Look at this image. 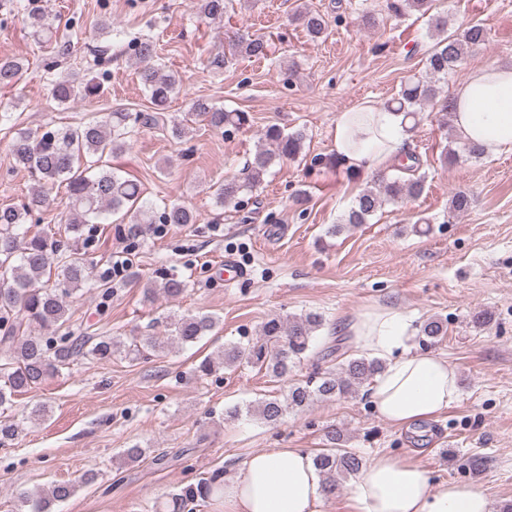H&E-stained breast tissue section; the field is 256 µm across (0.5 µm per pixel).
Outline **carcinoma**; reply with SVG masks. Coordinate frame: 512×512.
I'll return each instance as SVG.
<instances>
[{
	"label": "carcinoma",
	"mask_w": 512,
	"mask_h": 512,
	"mask_svg": "<svg viewBox=\"0 0 512 512\" xmlns=\"http://www.w3.org/2000/svg\"><path fill=\"white\" fill-rule=\"evenodd\" d=\"M40 0H26L22 14L39 48L59 55L69 53L71 44L57 38L48 13L41 9ZM433 0H389L388 8L397 16L417 12L429 13ZM228 0H202V13L215 23L224 21ZM312 39L321 38L328 21L322 15L307 9L295 14ZM435 43L426 57L425 75L410 77L393 99L392 105L406 112L411 119L425 107H432L441 116V125L451 127V98H440L435 79L448 76L456 70L469 53L487 40L486 29L472 24L464 36L448 33V19L438 17L432 22ZM266 39L242 32L236 35L232 54L243 57L268 56ZM135 55L144 63L140 79L151 104L159 110L178 94L181 80L174 73L155 63L156 42L144 38L137 42ZM24 64L18 60H0V87H15L22 76ZM51 94L60 105L75 100H90L100 95L101 83L83 78L76 73L51 79ZM191 110L204 116L211 128L229 133L248 125V114L227 111L196 100ZM157 122V117L146 112L116 109L93 123L77 124L62 129L20 130L11 143V151L19 164L28 170L33 187L27 202L0 207V445L6 446L18 438L21 427L7 415L14 396L29 391L46 379L59 375L78 357H91L107 363L112 357L125 354L134 359L146 350L161 347L158 338L142 342H125L111 336H77L69 330L71 315L69 299L85 288L100 289V297L111 295L108 279L92 277V266L85 258L96 225L104 224L110 216L121 213L130 217L120 228L129 246L134 248L154 230L156 224L185 226L195 223V217L186 206L173 203L157 212L142 199L139 184L118 174L104 161L123 151L127 139L136 130ZM263 146L247 162L241 177L224 180L214 192L216 207L220 209L242 206L243 196L257 187L262 176L275 163L292 160L302 152L306 134L298 129L285 132L277 125H269L261 134ZM67 187V240L54 239L46 234L31 233L26 227L32 212L48 208L49 187L55 184ZM424 191V179H404L383 176L380 183L362 190L344 217V224H334L328 230L336 234L344 225L366 224L387 204L414 199ZM187 281L174 274L163 275L161 281L144 285V297L155 298L157 291L176 299L183 295ZM217 325V318L208 313L182 315L167 324L168 339L192 346ZM325 325V318L317 313L273 316L264 321L256 336L246 343L225 346L218 357H205L196 367L198 376H211L221 368L240 366L263 370L273 378H281L297 362L312 352L317 331ZM423 341L434 343L447 333L443 322L430 318L420 327ZM382 363L363 356L351 357L335 368L319 366L305 380L293 384L282 399L271 398L247 407V414L267 424L281 420L288 410L302 411L317 401H328L358 393L380 372ZM325 480V492L333 496L343 490V482L358 474L363 458L343 447V436L333 430L327 435L326 447L313 457ZM218 475L189 484L171 494L165 503L166 512H184L190 503L209 500L220 492L215 484ZM72 483L54 486L50 493L25 491L21 499L31 504L32 512H51V506L71 497Z\"/></svg>",
	"instance_id": "carcinoma-1"
}]
</instances>
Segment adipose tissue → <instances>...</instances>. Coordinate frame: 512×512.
I'll return each instance as SVG.
<instances>
[{"label":"adipose tissue","mask_w":512,"mask_h":512,"mask_svg":"<svg viewBox=\"0 0 512 512\" xmlns=\"http://www.w3.org/2000/svg\"><path fill=\"white\" fill-rule=\"evenodd\" d=\"M456 138L484 155L512 153V65L472 69L452 92ZM403 113L365 101L336 117L332 150L357 174L385 171L409 150ZM363 356L380 360L368 397L386 421L410 426L437 419L458 397L447 359L414 347L411 320L391 307L358 311L342 326ZM221 512H320L324 480L310 453L277 448L250 456L223 478ZM349 512H490L485 492L456 481L434 483L423 467L389 455L374 457L350 496Z\"/></svg>","instance_id":"1"}]
</instances>
